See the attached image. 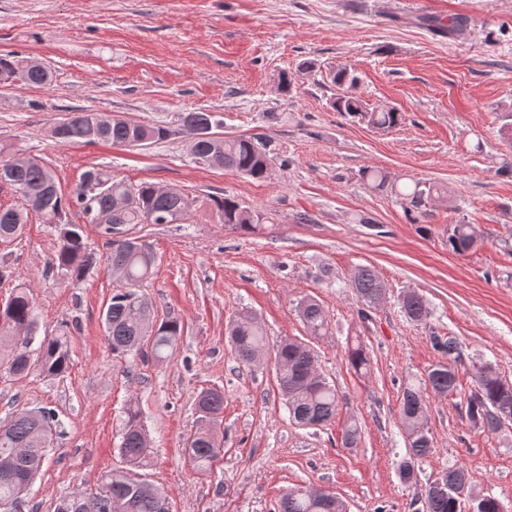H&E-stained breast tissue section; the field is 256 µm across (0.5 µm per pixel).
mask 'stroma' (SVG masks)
<instances>
[{
    "mask_svg": "<svg viewBox=\"0 0 512 512\" xmlns=\"http://www.w3.org/2000/svg\"><path fill=\"white\" fill-rule=\"evenodd\" d=\"M457 31H449V22ZM51 69L50 86L0 84V144L42 159L65 193L82 173L153 182L195 198L188 220L141 224L156 265L139 292L183 334L172 357H116L102 311L117 287L93 224L79 211L99 264L80 282L46 271L59 230L30 215L1 249L10 265L0 305L15 286L35 298L38 336L66 338V373L15 377L0 369V420L23 408L54 409L60 424L41 476L20 512H54L56 502L93 492L120 467L122 411L139 405L152 459L145 475L172 512H277L290 489L315 488L349 512H423L417 486L401 482L404 386L441 359L433 337L455 338L457 386L430 395L435 450L421 483L451 464L468 473V504L497 499L512 512V429L496 434L466 416L474 368L512 381V0H0V55ZM372 108H394L401 124L380 131L332 103L337 68ZM289 75V93L279 89ZM218 115L227 138L267 135L277 151L267 178L193 163L180 115ZM74 112L167 127L139 147L59 145L49 130ZM399 185L437 186L419 223L404 201L374 189L364 168ZM228 197L262 214L257 230L220 224L211 200ZM483 234L471 251L448 248L455 224ZM377 270L387 288L377 308L350 286L356 268ZM420 293L424 322L408 320L400 295ZM323 307L326 335L310 336L297 305ZM267 330L263 356L245 366L227 339L237 316ZM313 349L339 406L326 426L296 425L279 391L275 350L284 338ZM362 342L366 371L347 348ZM220 390L221 452L209 473L184 452L198 427L200 391ZM358 421L357 447L341 444Z\"/></svg>",
    "mask_w": 512,
    "mask_h": 512,
    "instance_id": "1",
    "label": "stroma"
}]
</instances>
